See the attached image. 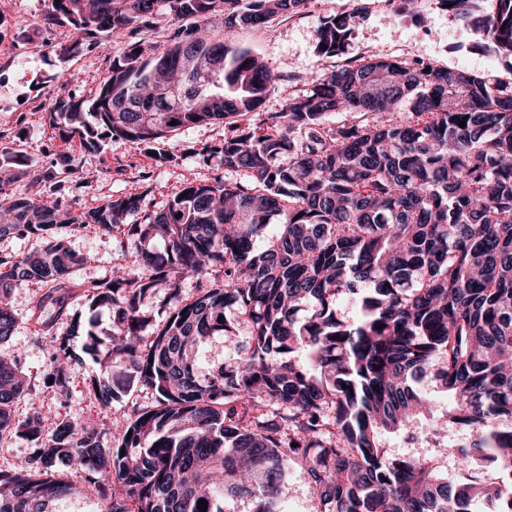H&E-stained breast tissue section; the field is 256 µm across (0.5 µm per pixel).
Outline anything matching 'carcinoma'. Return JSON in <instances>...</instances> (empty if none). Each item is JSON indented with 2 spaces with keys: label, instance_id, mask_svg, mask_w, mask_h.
Wrapping results in <instances>:
<instances>
[{
  "label": "carcinoma",
  "instance_id": "carcinoma-1",
  "mask_svg": "<svg viewBox=\"0 0 512 512\" xmlns=\"http://www.w3.org/2000/svg\"><path fill=\"white\" fill-rule=\"evenodd\" d=\"M308 0H59L72 25L70 55L92 33L149 23L160 10L179 26L169 43L132 45L112 59L98 95L59 99L49 113L60 139L95 149L120 138L150 149L190 125L224 121V143L206 150L241 181L189 184L163 209L135 224V191L77 216L33 198L14 197L0 179V238L47 236L45 247L0 255V343L13 335L15 289L49 287L57 315L66 309L70 270L87 261L52 230L61 224L140 244L151 271L132 280L118 271L86 296L91 317L71 319L43 350L45 380L63 388L82 352L99 365L89 396L112 407L130 387L158 395L157 406L127 420L107 441L97 425L61 421L44 432L35 412L14 406L29 383L0 358V436L34 444L31 464L0 471V512H55L76 492L64 470L83 473L98 512H224L249 497L253 512H281L288 468L319 512H512V86L424 61L347 58L284 111L259 112L281 79L235 44L237 28H263L299 13ZM498 53L512 56V0H439ZM354 15L321 22L318 48L346 55ZM220 66L201 94L174 103L166 87L195 80L187 65ZM332 112L349 118L329 126ZM177 124H171V121ZM466 121V126L458 125ZM164 238V251L151 241ZM213 276L190 303L185 278ZM166 288L171 315L145 340L142 312ZM112 312V333L95 332ZM250 330L244 355L198 373L210 339ZM382 328H376V325ZM448 397L435 415L424 379ZM283 411L252 415L257 400ZM429 420L431 453L388 456L385 433ZM466 427L469 446L456 465L494 468L499 477L448 482V426Z\"/></svg>",
  "mask_w": 512,
  "mask_h": 512
}]
</instances>
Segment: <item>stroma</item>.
Here are the masks:
<instances>
[{
	"mask_svg": "<svg viewBox=\"0 0 512 512\" xmlns=\"http://www.w3.org/2000/svg\"><path fill=\"white\" fill-rule=\"evenodd\" d=\"M339 13L355 16L349 56L421 59L512 85V57L479 46L478 35L439 0H416L407 14L399 13L389 0H308L299 14L283 15L269 27L237 34L243 47L281 75L266 97L263 112L283 111L289 98L306 89L309 80L332 69L334 59L316 52L317 30L324 19ZM0 30L7 34L0 41V178L6 180L12 194L33 195L47 205L78 213L120 199L135 187L143 196V209L152 212L187 184L230 179L219 159L205 155L207 148L224 141L225 127L220 120L183 128L161 139L158 149L173 157L165 165L119 139L104 140L97 151L76 142L63 143L49 124L56 100L91 98L96 79L108 73L113 56L129 44L166 42L171 31L167 15L155 16L134 30L86 38L78 51L66 58L61 50L74 41L75 34L69 23L53 18L50 0H0ZM27 166L52 170L55 177L32 184L22 173ZM60 234L74 251L88 255L89 261L69 273V314L58 318L54 326L58 335L66 332L71 317L85 314L86 290L110 280L113 269L124 268L128 277L138 280L150 275L149 269L134 259L135 241L122 233L64 228ZM40 295L34 286L15 289V329L10 340L0 344V356L15 361L30 384L28 395L16 405L18 416L41 411L49 432L64 419L97 418L107 437L120 436L127 417L155 405V393L136 387L110 410H101L86 392L85 380L96 370L89 360L71 372L66 391L46 388L48 361L38 347L41 336L31 318Z\"/></svg>",
	"mask_w": 512,
	"mask_h": 512,
	"instance_id": "stroma-1",
	"label": "stroma"
}]
</instances>
